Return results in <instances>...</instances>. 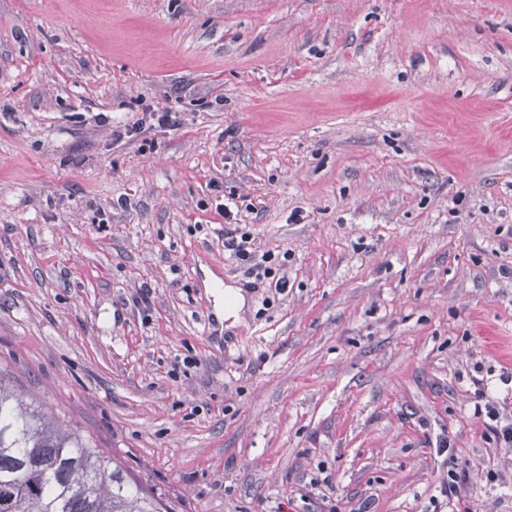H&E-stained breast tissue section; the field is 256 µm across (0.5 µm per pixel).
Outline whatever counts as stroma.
I'll use <instances>...</instances> for the list:
<instances>
[{"instance_id":"stroma-1","label":"stroma","mask_w":512,"mask_h":512,"mask_svg":"<svg viewBox=\"0 0 512 512\" xmlns=\"http://www.w3.org/2000/svg\"><path fill=\"white\" fill-rule=\"evenodd\" d=\"M0 371L172 512H512V0H0ZM238 229L226 231L224 234V252L239 261H252L254 255L250 247L248 233L238 234Z\"/></svg>"}]
</instances>
